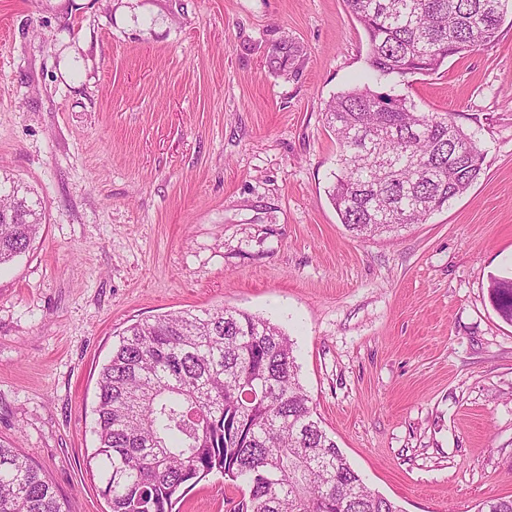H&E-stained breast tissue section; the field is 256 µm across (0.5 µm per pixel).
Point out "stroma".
<instances>
[{"label":"stroma","instance_id":"obj_1","mask_svg":"<svg viewBox=\"0 0 512 512\" xmlns=\"http://www.w3.org/2000/svg\"><path fill=\"white\" fill-rule=\"evenodd\" d=\"M295 49L270 65L281 42ZM346 0H0V174L45 217L0 268V442L70 512H107L97 378L126 327L233 307L291 340L317 418L403 512L512 497V25L436 73L376 80ZM368 83L452 113L462 196L390 238L328 199L326 105ZM218 475L182 512H231ZM490 297L502 316L512 322V278L495 279Z\"/></svg>","mask_w":512,"mask_h":512}]
</instances>
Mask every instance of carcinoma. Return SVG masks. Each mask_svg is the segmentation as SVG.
Masks as SVG:
<instances>
[{
  "label": "carcinoma",
  "instance_id": "cac0c4a2",
  "mask_svg": "<svg viewBox=\"0 0 512 512\" xmlns=\"http://www.w3.org/2000/svg\"><path fill=\"white\" fill-rule=\"evenodd\" d=\"M370 69L406 78L495 43L512 0H346ZM338 143L329 199L352 236L398 233L465 193L482 152L450 113H426L368 85L326 108ZM39 202L0 179V266L26 252ZM491 301L512 322V278ZM96 460L110 512H178L212 474L233 482V512H402L370 491L313 417L293 343L234 308L135 322L97 381ZM0 512H69L53 483L0 443Z\"/></svg>",
  "mask_w": 512,
  "mask_h": 512
}]
</instances>
